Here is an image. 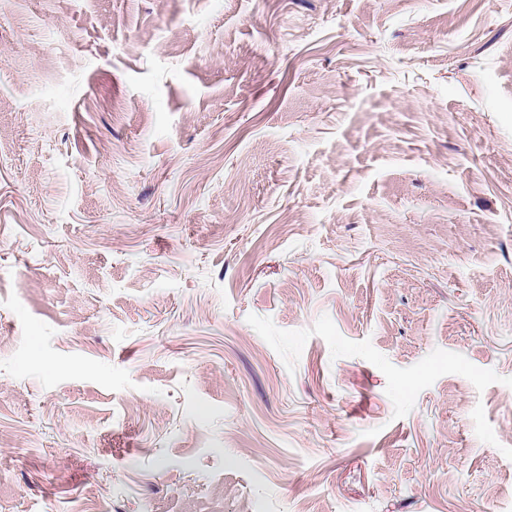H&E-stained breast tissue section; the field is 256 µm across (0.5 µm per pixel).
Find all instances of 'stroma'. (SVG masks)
Masks as SVG:
<instances>
[{
    "label": "stroma",
    "instance_id": "1",
    "mask_svg": "<svg viewBox=\"0 0 512 512\" xmlns=\"http://www.w3.org/2000/svg\"><path fill=\"white\" fill-rule=\"evenodd\" d=\"M0 512H512V0H0Z\"/></svg>",
    "mask_w": 512,
    "mask_h": 512
}]
</instances>
